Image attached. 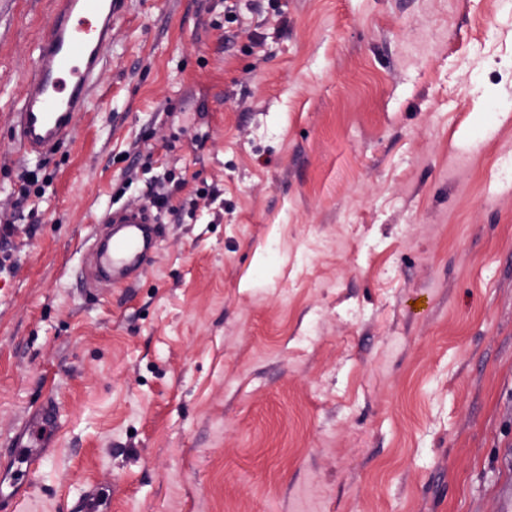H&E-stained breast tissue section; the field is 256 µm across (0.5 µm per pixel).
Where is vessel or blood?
<instances>
[{
	"instance_id": "obj_1",
	"label": "vessel or blood",
	"mask_w": 512,
	"mask_h": 512,
	"mask_svg": "<svg viewBox=\"0 0 512 512\" xmlns=\"http://www.w3.org/2000/svg\"><path fill=\"white\" fill-rule=\"evenodd\" d=\"M124 0H54L51 24L39 43L33 73L16 112L14 137L29 155L42 157L71 142L112 47V21ZM90 248L94 278L90 293L104 283L130 284L151 263L161 226L152 205L107 209L94 224ZM59 409L53 396L34 406L7 447L0 448V512L32 488L43 448L55 442Z\"/></svg>"
}]
</instances>
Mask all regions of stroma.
Wrapping results in <instances>:
<instances>
[{
	"label": "stroma",
	"instance_id": "stroma-1",
	"mask_svg": "<svg viewBox=\"0 0 512 512\" xmlns=\"http://www.w3.org/2000/svg\"><path fill=\"white\" fill-rule=\"evenodd\" d=\"M52 3L0 0V443L61 413L16 512H512V0H125L28 157ZM158 180L150 267L88 296ZM19 187L17 190V206L23 213L32 194L38 195L41 187L39 183L38 173L35 171L25 170L19 176ZM37 186L36 188H34Z\"/></svg>",
	"mask_w": 512,
	"mask_h": 512
}]
</instances>
